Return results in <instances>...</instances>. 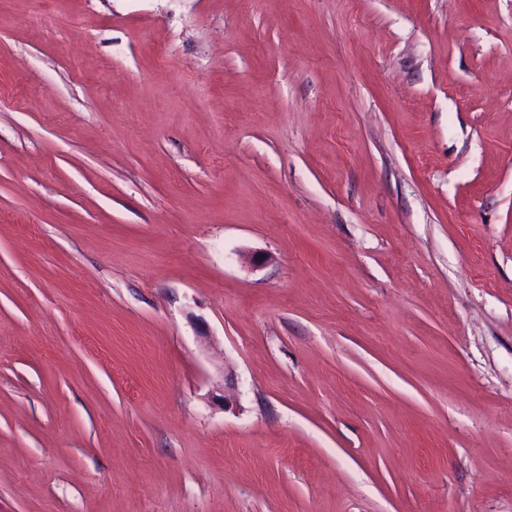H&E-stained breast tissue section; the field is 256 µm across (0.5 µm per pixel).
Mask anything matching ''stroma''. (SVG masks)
Masks as SVG:
<instances>
[{
	"label": "stroma",
	"instance_id": "stroma-1",
	"mask_svg": "<svg viewBox=\"0 0 512 512\" xmlns=\"http://www.w3.org/2000/svg\"><path fill=\"white\" fill-rule=\"evenodd\" d=\"M0 512H512V0H0Z\"/></svg>",
	"mask_w": 512,
	"mask_h": 512
}]
</instances>
